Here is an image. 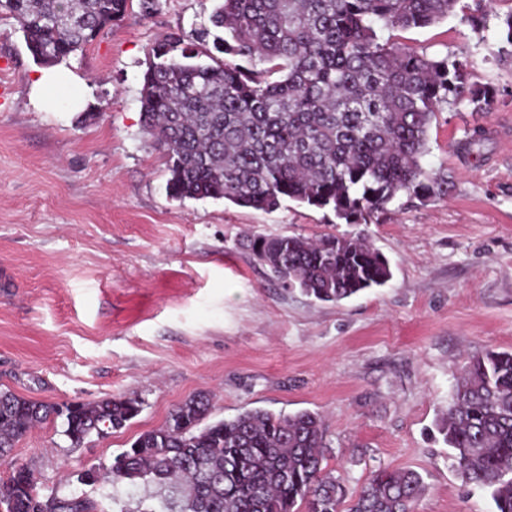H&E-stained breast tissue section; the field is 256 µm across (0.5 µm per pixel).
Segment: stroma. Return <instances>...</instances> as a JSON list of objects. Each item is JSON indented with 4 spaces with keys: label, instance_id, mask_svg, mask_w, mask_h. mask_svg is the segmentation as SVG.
Returning a JSON list of instances; mask_svg holds the SVG:
<instances>
[{
    "label": "stroma",
    "instance_id": "stroma-1",
    "mask_svg": "<svg viewBox=\"0 0 512 512\" xmlns=\"http://www.w3.org/2000/svg\"><path fill=\"white\" fill-rule=\"evenodd\" d=\"M216 0L132 7L62 66L80 106L38 110L40 66L0 13V390L58 404L132 397L124 428L75 445L61 422L23 436L0 479L30 469L40 493L99 497L79 472L110 463L198 394L209 420L250 409L317 412L323 461L355 497L378 469L418 471L416 512H491L464 485L437 424L468 358L512 350V0H459L448 19L390 38L465 61L476 100L442 106L426 169L448 183L400 195L367 222L284 200L272 212L171 198L141 125L147 48L206 26ZM349 235L393 277L338 303L281 287L249 235Z\"/></svg>",
    "mask_w": 512,
    "mask_h": 512
}]
</instances>
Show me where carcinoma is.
I'll use <instances>...</instances> for the list:
<instances>
[{
  "mask_svg": "<svg viewBox=\"0 0 512 512\" xmlns=\"http://www.w3.org/2000/svg\"><path fill=\"white\" fill-rule=\"evenodd\" d=\"M130 0H0L33 59L57 64L122 20ZM458 0H218L215 49L256 60L245 68L209 54L211 31L148 47L141 123L167 157L176 199L224 200L273 211L289 199L331 208L357 224L399 193L431 197L446 182L423 159L442 104L466 93L461 61L419 55L379 32L426 27ZM208 61H200L201 57ZM279 75L276 80L270 79ZM248 249L271 279L321 302H340L392 279L388 260L363 239L254 236ZM210 399L176 405L108 465L79 480L110 492L93 499L42 496L18 466L0 480L4 512H113L119 487L154 486V503L119 512H340L346 489L322 467L320 416L248 410L203 424ZM133 398L57 404L0 391V458L33 428L62 419L78 445L120 429L140 412ZM439 431L462 481L512 512V351L470 357ZM425 491L413 470L374 471L347 512H414Z\"/></svg>",
  "mask_w": 512,
  "mask_h": 512,
  "instance_id": "1",
  "label": "carcinoma"
}]
</instances>
